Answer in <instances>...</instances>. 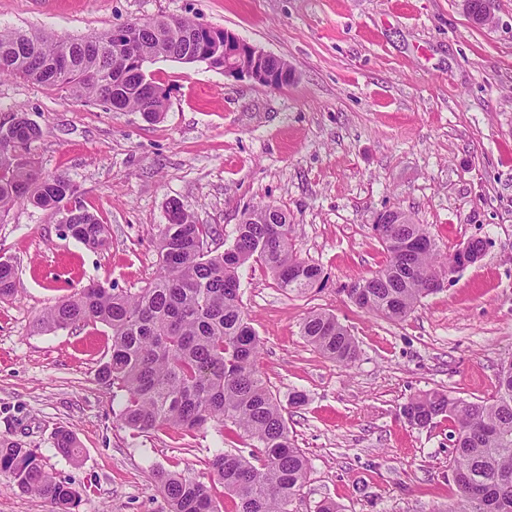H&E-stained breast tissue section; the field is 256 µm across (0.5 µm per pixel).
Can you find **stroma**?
<instances>
[{
	"label": "stroma",
	"instance_id": "1",
	"mask_svg": "<svg viewBox=\"0 0 512 512\" xmlns=\"http://www.w3.org/2000/svg\"><path fill=\"white\" fill-rule=\"evenodd\" d=\"M160 16L231 30L294 78L271 88L160 59L147 67L168 93L155 120L0 78V122L16 113L33 122L30 159L43 174H67L76 203L110 228L108 247L93 249L63 235L53 209L22 203L0 220V260L12 262L18 288L0 299V436L72 483V512H169L153 478L160 467L204 483L220 512H236L209 461L244 450L238 432L128 428L123 391L96 378L110 330L34 325L90 283L146 287L169 201L216 227L218 249L232 244L246 209L270 203L294 224L299 256L324 274L322 287L289 295L261 262L240 272L261 340L257 370L310 461L291 512L325 501L341 512H435L456 494L455 427L444 417L412 426L402 407L432 391L490 398L512 357V0H494L483 27L461 0H0V28L63 38ZM389 209L427 225L441 253L487 243L480 262L401 321L362 311L344 289L385 264L373 224ZM313 311L354 337L351 366L302 336ZM296 391L305 403L292 404ZM61 427L75 433L79 459L54 448ZM54 510L0 470V512Z\"/></svg>",
	"mask_w": 512,
	"mask_h": 512
}]
</instances>
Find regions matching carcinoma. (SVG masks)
<instances>
[{"mask_svg":"<svg viewBox=\"0 0 512 512\" xmlns=\"http://www.w3.org/2000/svg\"><path fill=\"white\" fill-rule=\"evenodd\" d=\"M127 30L137 35L145 63L181 60L189 54L216 68L223 65L222 45L192 21L157 18L132 22ZM119 59L110 32L62 39L0 29V76L64 88L76 98L108 107L118 102L149 119L158 117L166 92L144 84ZM38 137L39 129L25 120L0 124V219L24 200L60 208L75 216L70 237L92 248L106 246L107 225L81 206L63 205L74 195L70 177L45 176L19 158L18 152H28ZM166 220L158 230L159 273L153 282L134 294L89 284L49 308L39 328L108 327L112 345L97 377L120 384L126 392L121 411L125 424L143 433L164 428L192 432L210 422L235 426L256 453L215 454L209 461L213 475L236 500L237 512H288L309 462L256 369L260 340L243 310L239 270L252 259L260 261L289 294L320 287L323 271L297 254L294 225L272 204L246 211L232 245L217 254L208 247L217 229L196 223L179 202L170 203ZM373 231L386 263L372 276L352 282L347 292L358 308L401 320L438 290L448 258L428 228L403 211H393L392 223H376ZM15 291L14 268L1 261L0 297ZM301 333L340 364L350 365L357 358L353 337L331 314L310 313ZM402 414L419 428L439 416L456 424L449 459L456 498L438 512H512V359L501 364L492 399L469 401L433 391L410 399ZM54 447L70 458L81 452L74 433L66 429L54 433ZM0 470L12 473L22 491L50 501L59 512H69L76 504L75 489L51 477L32 449L6 436H0ZM154 479L171 512H220L205 484L165 469L155 471Z\"/></svg>","mask_w":512,"mask_h":512,"instance_id":"carcinoma-1","label":"carcinoma"}]
</instances>
